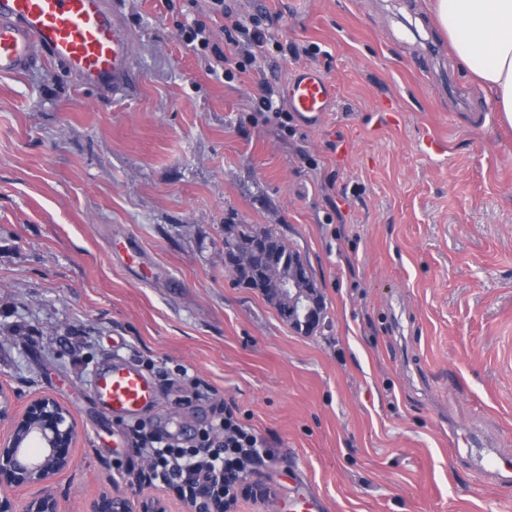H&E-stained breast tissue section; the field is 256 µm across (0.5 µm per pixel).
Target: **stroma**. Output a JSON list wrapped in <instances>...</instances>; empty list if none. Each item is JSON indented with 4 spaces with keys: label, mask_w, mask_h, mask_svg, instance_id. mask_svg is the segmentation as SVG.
Instances as JSON below:
<instances>
[{
    "label": "stroma",
    "mask_w": 512,
    "mask_h": 512,
    "mask_svg": "<svg viewBox=\"0 0 512 512\" xmlns=\"http://www.w3.org/2000/svg\"><path fill=\"white\" fill-rule=\"evenodd\" d=\"M272 16L298 60L269 51L281 86L304 68L334 86L295 135L256 120L253 76L227 83L184 48L191 16L109 0L130 82L79 85L53 62L0 74V389L15 409L48 394L78 438L49 490L64 512L136 485L128 427L90 387L108 362L187 366L204 391L157 386L142 421L196 442L235 403L271 454L251 476L289 512H512V482L476 477L458 435L512 455V126L459 66L425 0H224ZM393 103L398 125L381 126ZM444 156L419 150L423 134ZM259 224L307 263L323 327L292 329L224 270V227Z\"/></svg>",
    "instance_id": "1"
}]
</instances>
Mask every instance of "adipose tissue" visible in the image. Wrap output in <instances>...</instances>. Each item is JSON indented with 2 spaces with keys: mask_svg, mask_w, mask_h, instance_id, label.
<instances>
[{
  "mask_svg": "<svg viewBox=\"0 0 512 512\" xmlns=\"http://www.w3.org/2000/svg\"><path fill=\"white\" fill-rule=\"evenodd\" d=\"M437 26L512 125V0H435Z\"/></svg>",
  "mask_w": 512,
  "mask_h": 512,
  "instance_id": "1",
  "label": "adipose tissue"
}]
</instances>
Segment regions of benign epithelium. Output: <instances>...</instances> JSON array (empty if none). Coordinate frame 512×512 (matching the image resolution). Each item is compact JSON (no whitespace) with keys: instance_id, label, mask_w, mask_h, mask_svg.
I'll use <instances>...</instances> for the list:
<instances>
[{"instance_id":"benign-epithelium-1","label":"benign epithelium","mask_w":512,"mask_h":512,"mask_svg":"<svg viewBox=\"0 0 512 512\" xmlns=\"http://www.w3.org/2000/svg\"><path fill=\"white\" fill-rule=\"evenodd\" d=\"M263 247L260 239L249 249L236 254L224 253V268L238 279L248 268L250 251ZM294 265L287 272L270 263L266 275L279 286L282 298L292 316H301L302 331L312 333L321 328L324 319L323 297L303 258L291 248ZM0 488H19L30 484H48L67 469L77 437L73 413L49 395L29 400L19 412L12 408L9 396L0 389ZM240 494L268 500L271 491L250 477L236 479ZM193 512H219L215 508L211 488L200 485L194 492ZM26 512H59L56 499L50 495L31 501ZM87 512H167L166 504L156 498L135 502L119 494H103L91 500Z\"/></svg>"}]
</instances>
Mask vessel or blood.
I'll use <instances>...</instances> for the list:
<instances>
[{
    "label": "vessel or blood",
    "mask_w": 512,
    "mask_h": 512,
    "mask_svg": "<svg viewBox=\"0 0 512 512\" xmlns=\"http://www.w3.org/2000/svg\"><path fill=\"white\" fill-rule=\"evenodd\" d=\"M41 55L86 85L117 90L129 80L130 45L105 0H0V73L25 70ZM284 94L294 112L313 121L329 111L334 88L319 70L307 68L286 81ZM91 395L101 409L121 418L156 400L153 382L126 363L99 371ZM473 464L480 475L512 476V457L495 448L479 449Z\"/></svg>",
    "instance_id": "obj_1"
}]
</instances>
